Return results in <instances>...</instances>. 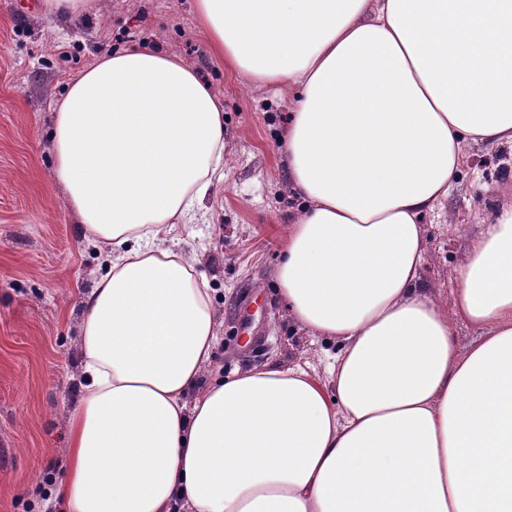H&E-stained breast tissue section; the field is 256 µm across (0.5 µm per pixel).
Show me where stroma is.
I'll use <instances>...</instances> for the list:
<instances>
[{"mask_svg": "<svg viewBox=\"0 0 512 512\" xmlns=\"http://www.w3.org/2000/svg\"><path fill=\"white\" fill-rule=\"evenodd\" d=\"M79 19L41 0H0V512L41 507L61 477L80 395V299L106 249L77 224L53 179L52 108L69 77L133 46L193 64L224 99L225 179L197 221L158 242L189 254L213 290L220 340L204 381L277 363L324 378L331 344L292 319L275 270L282 231L302 207L279 142L293 105L207 51L195 0H97ZM512 202V146L472 143L448 198L422 219L423 285L448 303L471 238Z\"/></svg>", "mask_w": 512, "mask_h": 512, "instance_id": "35a3bbf8", "label": "stroma"}]
</instances>
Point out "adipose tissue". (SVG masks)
<instances>
[{
    "label": "adipose tissue",
    "instance_id": "obj_1",
    "mask_svg": "<svg viewBox=\"0 0 512 512\" xmlns=\"http://www.w3.org/2000/svg\"><path fill=\"white\" fill-rule=\"evenodd\" d=\"M211 54L297 99L304 198L279 291L333 343L200 386L210 290L161 237L224 180V101L154 48L99 58L54 109L53 177L109 264L81 302L61 512H512V203L421 283L424 214L470 142L512 143V0H196ZM480 334L469 349L455 323Z\"/></svg>",
    "mask_w": 512,
    "mask_h": 512
}]
</instances>
